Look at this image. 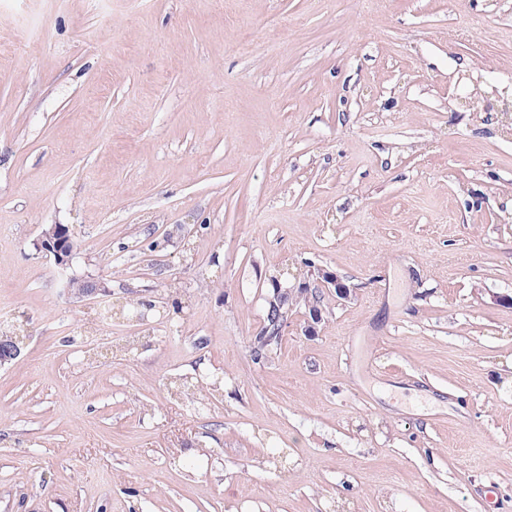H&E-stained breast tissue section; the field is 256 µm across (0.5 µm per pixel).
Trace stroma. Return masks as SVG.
I'll return each instance as SVG.
<instances>
[{
	"mask_svg": "<svg viewBox=\"0 0 512 512\" xmlns=\"http://www.w3.org/2000/svg\"><path fill=\"white\" fill-rule=\"evenodd\" d=\"M0 53V512L512 502V134L449 82L512 0H0ZM276 280L322 321L258 360ZM74 233L68 225L51 224L43 229L37 240L36 246L39 251L52 256L56 265L67 269L73 257ZM69 291L75 297L96 298L98 295H107L110 293L106 283L96 278H71L69 282Z\"/></svg>",
	"mask_w": 512,
	"mask_h": 512,
	"instance_id": "1",
	"label": "stroma"
}]
</instances>
